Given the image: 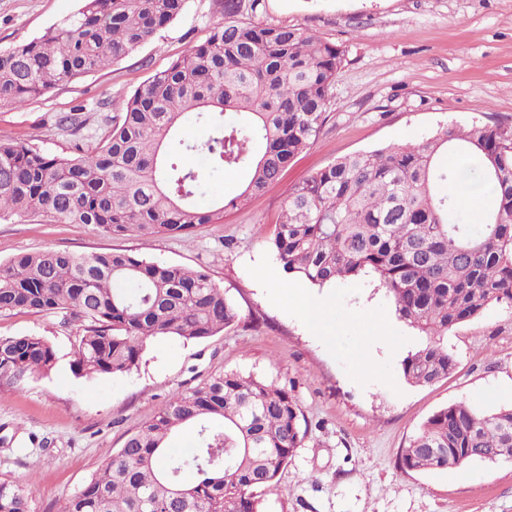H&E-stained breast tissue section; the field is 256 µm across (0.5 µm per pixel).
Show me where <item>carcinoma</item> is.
<instances>
[{
    "mask_svg": "<svg viewBox=\"0 0 512 512\" xmlns=\"http://www.w3.org/2000/svg\"><path fill=\"white\" fill-rule=\"evenodd\" d=\"M188 0H85L40 37L0 49V108L104 70L176 20ZM260 0H224V21L129 96L97 145L48 154L0 137V221L47 218L111 235L178 236L217 224L224 210L276 182L313 144L335 105L340 46L300 27L251 20ZM207 124L198 143L181 133ZM260 149H254V146ZM453 152L466 173L443 166ZM203 153L210 167L188 165ZM243 169L242 191L209 209L191 203L210 178ZM483 186L479 229L457 209L465 179ZM283 272L324 287L371 276L397 316L427 342L402 362L426 386L455 369L444 338L490 306L512 307V131L448 125L415 144L336 159L288 192L271 242ZM66 311L81 330L78 377L127 375L147 342L199 340L238 313L208 274L127 251L47 249L0 262V316ZM52 343L0 336V380L47 373ZM284 386L230 370L174 394L109 456L60 512H261L257 490L274 484L306 430ZM192 430L189 456L168 440ZM512 448V406L465 403L436 411L402 454L412 470L444 471ZM192 470L196 480L183 482ZM0 512H28L22 485L0 481Z\"/></svg>",
    "mask_w": 512,
    "mask_h": 512,
    "instance_id": "obj_1",
    "label": "carcinoma"
}]
</instances>
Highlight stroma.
<instances>
[{
    "instance_id": "1",
    "label": "stroma",
    "mask_w": 512,
    "mask_h": 512,
    "mask_svg": "<svg viewBox=\"0 0 512 512\" xmlns=\"http://www.w3.org/2000/svg\"><path fill=\"white\" fill-rule=\"evenodd\" d=\"M81 5L0 0V48L40 36ZM256 18L303 28L346 55L334 111L279 181L221 223L147 243L44 218L0 222V261L49 248L133 252L206 272L237 321L200 341H151L138 370L85 379L70 368L78 322L62 312L0 316V336L37 334L57 353L49 374L0 386V480L28 483L29 512H58L173 394L236 369L287 385L306 420L301 447L260 493L265 512H512V460L443 472L402 464L410 439L439 409L462 401L485 410L512 405V310L491 306L450 331L454 372L416 386L405 380L402 361L425 339L394 318L373 278L318 288L282 275L270 248L289 190L339 157L415 143L448 123L512 130V0H262ZM222 19L220 0H189L132 55L0 108V136L53 154L94 146L125 98ZM298 294L332 301L326 330L305 322ZM366 310L391 317L387 334L361 325Z\"/></svg>"
}]
</instances>
